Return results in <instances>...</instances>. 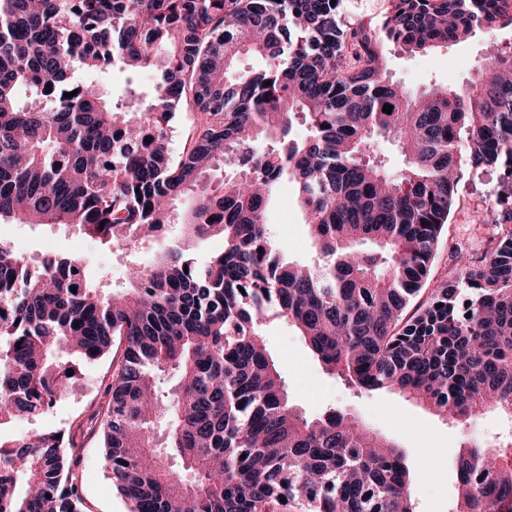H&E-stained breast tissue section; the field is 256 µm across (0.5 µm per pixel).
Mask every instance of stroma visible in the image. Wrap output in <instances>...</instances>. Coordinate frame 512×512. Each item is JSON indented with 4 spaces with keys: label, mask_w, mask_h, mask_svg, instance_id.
I'll return each instance as SVG.
<instances>
[{
    "label": "stroma",
    "mask_w": 512,
    "mask_h": 512,
    "mask_svg": "<svg viewBox=\"0 0 512 512\" xmlns=\"http://www.w3.org/2000/svg\"><path fill=\"white\" fill-rule=\"evenodd\" d=\"M493 41L512 42V31L482 29L469 41L425 55H408L390 45L385 51L388 75L415 92L434 85L454 89L470 78L487 43ZM498 189L496 175L465 173L459 185L460 204L451 214L439 243L431 287L442 285L449 269L454 267L450 252L454 243L472 238L477 249L487 248L491 227L479 223L478 218L485 215ZM266 222L287 258L309 257L311 243L291 186H282L267 212ZM0 232L6 233L32 258L46 254L86 257L88 278L106 292L123 286L127 266L147 261L153 252L149 246L130 252L72 229L43 225L2 223ZM261 333L286 383L290 402L301 412L315 417L338 407L360 416L370 429L398 444L414 477L412 496L417 512H452L458 489L455 461L464 444H490L496 437L512 436V421L494 412L471 422L456 423L391 391L355 393L345 381L327 374L296 329L274 314L263 319ZM111 379V357L81 363L77 381L50 412L16 421L6 428L7 433L14 435L43 427L75 430L84 512H130L129 503L112 485L99 436L89 422Z\"/></svg>",
    "instance_id": "obj_1"
}]
</instances>
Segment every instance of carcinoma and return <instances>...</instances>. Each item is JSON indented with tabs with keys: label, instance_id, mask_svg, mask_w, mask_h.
Here are the masks:
<instances>
[{
	"label": "carcinoma",
	"instance_id": "1",
	"mask_svg": "<svg viewBox=\"0 0 512 512\" xmlns=\"http://www.w3.org/2000/svg\"><path fill=\"white\" fill-rule=\"evenodd\" d=\"M346 2L0 0V222L127 249L176 220L189 243L224 240L202 268L168 246L108 293L78 257L44 258L32 276L33 259L0 242V428L44 415L81 363L112 355L90 422L131 512H416L394 441L342 410L309 419L289 405L260 331L269 309L360 392L512 419V42L464 88L418 96L385 58L389 43L423 53L512 29V0H384L378 21L349 25ZM248 56L263 65L237 72ZM115 68L154 83L105 93ZM184 99L197 126L175 161ZM380 139L400 157L395 176ZM466 168L498 173L481 220L495 247L408 317ZM285 182L311 262L287 260L267 232ZM0 448V512H82L74 434L0 435ZM457 480L454 512H512V442L464 445Z\"/></svg>",
	"mask_w": 512,
	"mask_h": 512
}]
</instances>
